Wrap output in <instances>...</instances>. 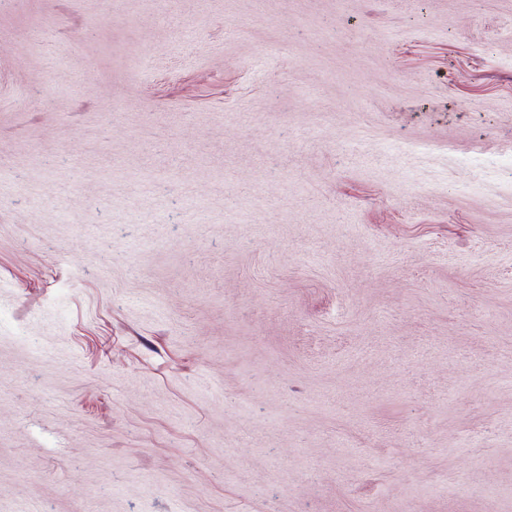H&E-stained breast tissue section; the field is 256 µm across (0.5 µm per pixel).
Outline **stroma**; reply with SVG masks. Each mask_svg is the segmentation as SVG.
Wrapping results in <instances>:
<instances>
[{
  "label": "stroma",
  "mask_w": 512,
  "mask_h": 512,
  "mask_svg": "<svg viewBox=\"0 0 512 512\" xmlns=\"http://www.w3.org/2000/svg\"><path fill=\"white\" fill-rule=\"evenodd\" d=\"M0 512H512V0H0Z\"/></svg>",
  "instance_id": "stroma-1"
}]
</instances>
